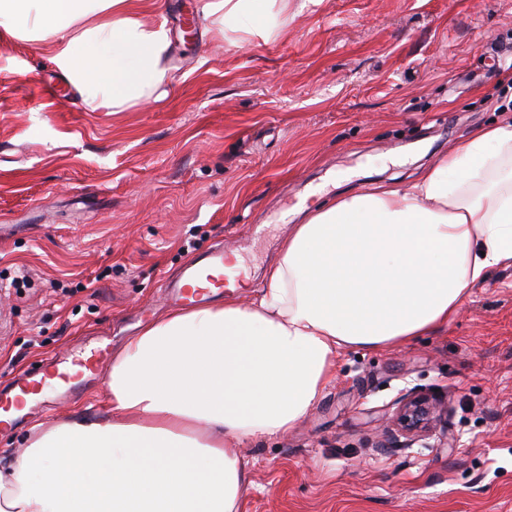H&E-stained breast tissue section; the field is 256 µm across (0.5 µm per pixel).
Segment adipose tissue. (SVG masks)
I'll list each match as a JSON object with an SVG mask.
<instances>
[{"label":"adipose tissue","instance_id":"ef3b65f1","mask_svg":"<svg viewBox=\"0 0 512 512\" xmlns=\"http://www.w3.org/2000/svg\"><path fill=\"white\" fill-rule=\"evenodd\" d=\"M231 31L284 35L291 0H208ZM0 28L47 42L86 108L162 95L170 32L131 0H0ZM512 267V122L480 129L410 184L340 194L295 225L252 303L180 308L112 360L110 423H63L0 466V512H240L238 449L285 434L344 346L394 348L447 326Z\"/></svg>","mask_w":512,"mask_h":512}]
</instances>
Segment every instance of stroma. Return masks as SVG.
<instances>
[{
    "label": "stroma",
    "instance_id": "obj_1",
    "mask_svg": "<svg viewBox=\"0 0 512 512\" xmlns=\"http://www.w3.org/2000/svg\"><path fill=\"white\" fill-rule=\"evenodd\" d=\"M170 31L159 100L92 112L47 44L0 30V388L53 357L119 353L171 307L166 278L224 243L254 299L305 212L341 189L407 183L479 129L512 120V0H314L280 38L222 28L204 0H134ZM31 281L12 287L18 270ZM0 427L112 419L105 380ZM435 395V431L391 420ZM241 512H512V267L448 325L398 349L346 346L288 434L244 442Z\"/></svg>",
    "mask_w": 512,
    "mask_h": 512
}]
</instances>
